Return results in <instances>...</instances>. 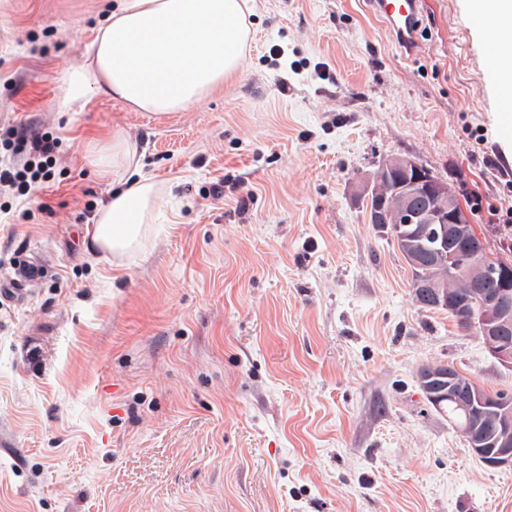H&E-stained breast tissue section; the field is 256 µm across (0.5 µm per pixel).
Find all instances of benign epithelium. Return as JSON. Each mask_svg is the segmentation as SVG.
Returning a JSON list of instances; mask_svg holds the SVG:
<instances>
[{"label":"benign epithelium","mask_w":512,"mask_h":512,"mask_svg":"<svg viewBox=\"0 0 512 512\" xmlns=\"http://www.w3.org/2000/svg\"><path fill=\"white\" fill-rule=\"evenodd\" d=\"M393 166L404 178L397 185L399 212L397 223L404 232L394 238L401 256L412 267L420 268V251L432 253L437 266L448 267V276L460 277L480 284L486 279L500 283L498 299L479 317V334L490 354L501 364L512 368V346L501 341L502 332L512 325V303L508 300V289L512 288V269L495 267L479 251L463 252L456 245L470 235L472 224L460 217L456 195L448 184L406 156L393 158ZM433 306L444 307L460 319H470L473 312L456 303L448 294L433 283L428 284ZM448 377V399L458 403L465 420L456 427L457 432L469 440L472 452L489 467H512V401L501 399L488 401L484 391L471 386L461 391L456 386L458 373L451 368L438 372L433 366L420 368L417 380L428 404L440 408L437 397L429 391L428 381L440 376ZM498 411L500 424L489 442L484 443L473 435L478 426L475 411L483 406Z\"/></svg>","instance_id":"1"}]
</instances>
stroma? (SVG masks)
Returning a JSON list of instances; mask_svg holds the SVG:
<instances>
[{
    "label": "stroma",
    "mask_w": 512,
    "mask_h": 512,
    "mask_svg": "<svg viewBox=\"0 0 512 512\" xmlns=\"http://www.w3.org/2000/svg\"><path fill=\"white\" fill-rule=\"evenodd\" d=\"M113 0H0V142L58 137L51 178L0 194V512H512L417 373L512 393V369L412 273L364 189L390 156L462 194L512 261V139L490 20L424 0L403 58L365 0H249L241 72L157 115L56 107ZM126 134L160 190L140 247L91 253Z\"/></svg>",
    "instance_id": "35a3bbf8"
}]
</instances>
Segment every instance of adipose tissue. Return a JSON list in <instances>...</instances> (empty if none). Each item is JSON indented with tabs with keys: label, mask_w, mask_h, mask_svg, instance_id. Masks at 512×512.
Wrapping results in <instances>:
<instances>
[{
	"label": "adipose tissue",
	"mask_w": 512,
	"mask_h": 512,
	"mask_svg": "<svg viewBox=\"0 0 512 512\" xmlns=\"http://www.w3.org/2000/svg\"><path fill=\"white\" fill-rule=\"evenodd\" d=\"M247 0H119L82 67L67 70L62 111L83 104L88 90L137 111L178 112L240 69L251 40ZM136 152L114 135L96 168L117 187L96 213L91 246L114 255L134 249L156 206L153 183L124 175Z\"/></svg>",
	"instance_id": "1"
}]
</instances>
